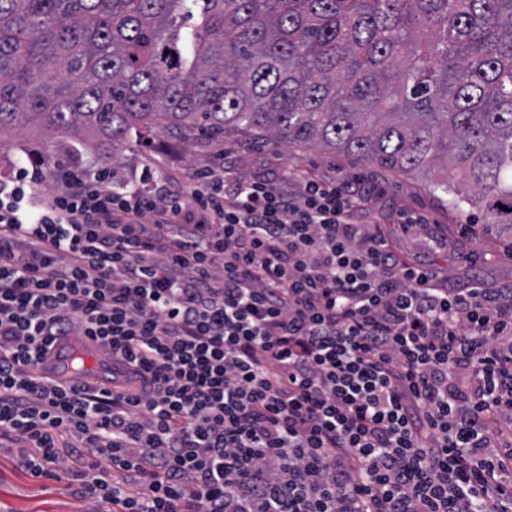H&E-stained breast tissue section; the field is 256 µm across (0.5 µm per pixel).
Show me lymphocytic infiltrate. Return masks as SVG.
I'll list each match as a JSON object with an SVG mask.
<instances>
[{"instance_id":"lymphocytic-infiltrate-1","label":"lymphocytic infiltrate","mask_w":512,"mask_h":512,"mask_svg":"<svg viewBox=\"0 0 512 512\" xmlns=\"http://www.w3.org/2000/svg\"><path fill=\"white\" fill-rule=\"evenodd\" d=\"M0 174V441L97 512H512V284L403 262L346 177ZM89 337L112 387L57 379Z\"/></svg>"}]
</instances>
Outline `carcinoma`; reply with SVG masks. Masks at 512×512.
I'll list each match as a JSON object with an SVG mask.
<instances>
[{
    "label": "carcinoma",
    "mask_w": 512,
    "mask_h": 512,
    "mask_svg": "<svg viewBox=\"0 0 512 512\" xmlns=\"http://www.w3.org/2000/svg\"><path fill=\"white\" fill-rule=\"evenodd\" d=\"M158 128L354 155L512 228V0H0L1 150Z\"/></svg>",
    "instance_id": "cac0c4a2"
}]
</instances>
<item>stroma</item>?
Here are the masks:
<instances>
[{
    "label": "stroma",
    "instance_id": "35a3bbf8",
    "mask_svg": "<svg viewBox=\"0 0 512 512\" xmlns=\"http://www.w3.org/2000/svg\"><path fill=\"white\" fill-rule=\"evenodd\" d=\"M219 154L237 175L274 178L290 193L299 190L293 178L297 170L317 180L336 168L348 177L374 182L376 194L357 219L377 225L405 262L431 266L452 288L466 287L474 278L491 284L512 283V258L505 254L512 231L505 225L484 224L477 214L448 210L419 180L352 155L289 147L249 134H191L165 128L132 135L129 145L110 152L104 168L114 178L132 179L140 176L144 165L157 161L169 178L179 180L188 168L204 165ZM410 212L428 214L432 225L425 230L404 229L400 216ZM465 224L479 225V234L462 237ZM69 483L70 474L62 468L52 478L31 477L17 449L0 447V512H90L91 502L75 493Z\"/></svg>",
    "mask_w": 512,
    "mask_h": 512
}]
</instances>
